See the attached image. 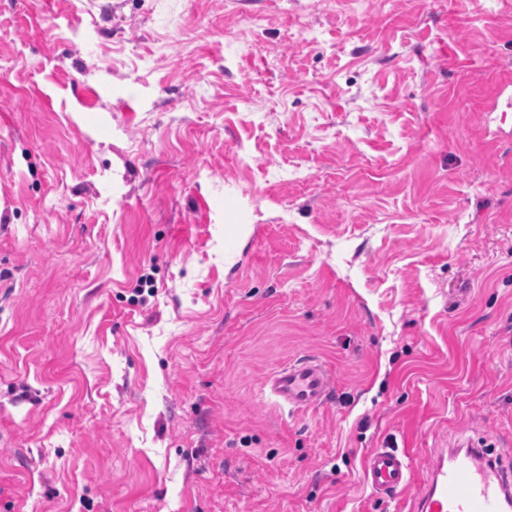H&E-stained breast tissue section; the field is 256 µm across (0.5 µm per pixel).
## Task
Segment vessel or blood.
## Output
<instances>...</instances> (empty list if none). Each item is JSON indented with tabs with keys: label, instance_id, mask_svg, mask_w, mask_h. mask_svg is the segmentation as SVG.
<instances>
[{
	"label": "vessel or blood",
	"instance_id": "b4317fda",
	"mask_svg": "<svg viewBox=\"0 0 512 512\" xmlns=\"http://www.w3.org/2000/svg\"><path fill=\"white\" fill-rule=\"evenodd\" d=\"M328 386L323 365L304 356L275 370L265 381L264 396L301 412L318 406ZM364 474L377 495L392 496L414 479L412 455L390 446L371 449ZM423 485L409 512H512V470L469 444L432 449Z\"/></svg>",
	"mask_w": 512,
	"mask_h": 512
}]
</instances>
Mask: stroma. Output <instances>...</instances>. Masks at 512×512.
Listing matches in <instances>:
<instances>
[{
    "label": "stroma",
    "mask_w": 512,
    "mask_h": 512,
    "mask_svg": "<svg viewBox=\"0 0 512 512\" xmlns=\"http://www.w3.org/2000/svg\"><path fill=\"white\" fill-rule=\"evenodd\" d=\"M509 70L512 0H0V512H408L505 452ZM328 386L324 366L316 358L304 356L280 366L266 379L264 397L301 412L318 406ZM364 474L377 495L390 497L413 481L412 455L409 451L390 446L373 448L365 458Z\"/></svg>",
    "instance_id": "1"
}]
</instances>
